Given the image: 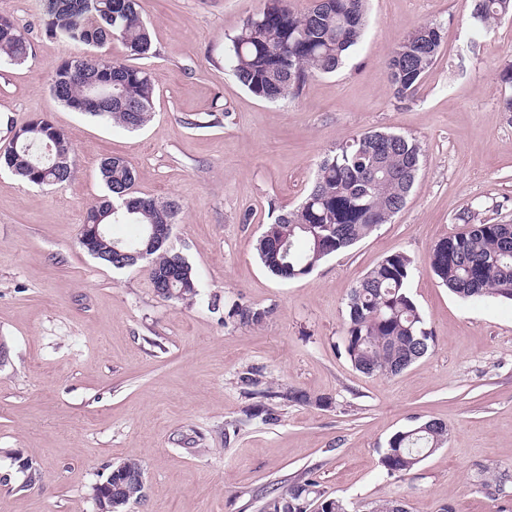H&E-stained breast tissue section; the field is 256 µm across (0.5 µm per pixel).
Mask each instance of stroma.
Masks as SVG:
<instances>
[{
	"instance_id": "1",
	"label": "stroma",
	"mask_w": 512,
	"mask_h": 512,
	"mask_svg": "<svg viewBox=\"0 0 512 512\" xmlns=\"http://www.w3.org/2000/svg\"><path fill=\"white\" fill-rule=\"evenodd\" d=\"M262 7L141 0L154 108L128 131L49 91L59 61L89 48L49 36L40 0H0V15L29 41L23 64H0V149L7 121L44 116L76 156L62 186L0 169V512H100L95 486L127 459L146 482L129 512H259L269 491L306 472L351 512L394 492L408 512H512V303L462 300L427 265L432 246L461 231L464 209L512 224V113L502 109L512 88L499 79L512 62V18L483 29L469 0H367L344 66L309 78L298 99L272 102L226 61ZM428 21L443 30L441 54L414 99L398 101L386 62ZM371 130L423 144L405 207L309 276H272L254 249L265 224L298 206L331 150ZM109 155L134 169L136 194L178 204L170 246L201 275V298L163 299L148 264L116 270L81 247ZM396 252L416 263L409 291L432 346L398 375H366L339 350L346 298ZM233 301L273 313L255 327L228 325ZM251 368L273 390L329 404L284 407L276 422L225 438V423L251 403L239 382ZM433 418L447 424V443L411 473L386 477L389 437Z\"/></svg>"
}]
</instances>
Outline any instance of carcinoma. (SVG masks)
Here are the masks:
<instances>
[{
    "mask_svg": "<svg viewBox=\"0 0 512 512\" xmlns=\"http://www.w3.org/2000/svg\"><path fill=\"white\" fill-rule=\"evenodd\" d=\"M366 0H323L304 13L292 0H264L263 9L247 18L232 39L228 57L232 71L253 95L276 101L296 99L306 81L316 74H331L345 63L364 30ZM471 18L488 27L512 15V0H471ZM46 32L65 44L101 47L121 41L127 55L145 59L153 55L149 27L140 11V0H42ZM441 27L419 25L402 37L386 63L387 79L400 101H411L425 75L437 61L442 45ZM29 43L15 22L0 15V61L20 65ZM94 60L92 56L62 60L49 78L54 97L73 110L93 94L112 93V111L85 114L126 129L143 127L153 112L154 82L148 70L123 60L107 58L99 66L97 84L88 87L69 79V73ZM9 147L0 152L4 168L36 186L63 185L74 176V146L68 135L45 117L21 124L10 123ZM68 154L69 165L54 164L56 151ZM423 147L414 137L381 131L358 134L339 144L324 158L307 194L291 210H281L265 225L256 242L257 255L273 276L289 281L309 275L329 256L344 251L388 223L406 204L420 168ZM100 174L110 197L87 209L81 234L93 224L105 225L106 244L96 258L117 270L129 267V253L145 247L144 230L150 224L176 221L174 201L157 202L132 192L134 170L121 156L102 160ZM457 220L463 230L440 239L428 256L430 272L463 300L488 303L512 301V224L475 222L470 211ZM115 224H134L137 233L115 238ZM182 268L172 287L155 289L167 300L201 296L202 280L189 262L164 245L146 260L156 270L173 260ZM416 267L405 252L385 257L348 293L343 352L363 374L397 375L425 356L432 342L423 315L409 285ZM273 313L234 303L224 320L239 326H259ZM243 393L276 399L278 403L250 405L244 418L224 425V435L237 432L245 422L278 420L277 409L288 404L324 406L298 390L262 388L264 373L251 369L240 377ZM448 439L447 425L437 419L395 432L387 441L380 462L387 476L406 475ZM145 487L128 484L112 495L124 506L142 499ZM348 512L346 504L326 495L313 478L303 476L280 491H273L261 512ZM370 512H406L399 496L372 502Z\"/></svg>",
    "mask_w": 512,
    "mask_h": 512,
    "instance_id": "obj_1",
    "label": "carcinoma"
}]
</instances>
